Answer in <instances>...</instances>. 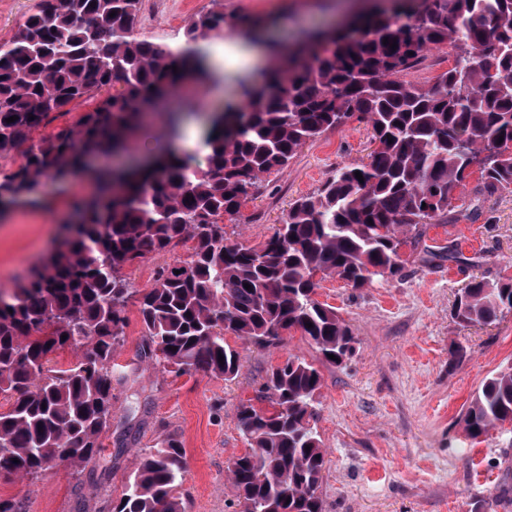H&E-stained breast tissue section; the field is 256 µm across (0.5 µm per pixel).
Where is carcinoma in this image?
Here are the masks:
<instances>
[{"label":"carcinoma","instance_id":"carcinoma-1","mask_svg":"<svg viewBox=\"0 0 512 512\" xmlns=\"http://www.w3.org/2000/svg\"><path fill=\"white\" fill-rule=\"evenodd\" d=\"M212 2L182 29L184 54L136 34L142 0H39L0 41V158L23 156L0 172V208L68 182L89 158L119 156L148 111L180 139L182 113L169 102L184 74L211 80L202 48L214 38L261 43L275 60L243 74L237 101L209 113L203 164L167 149L144 165L91 170L104 202L85 203L64 247L0 300V396L10 400L0 409V471L36 477L48 447L75 466L101 457L112 381L124 379L112 357L130 300L143 324L140 358L177 374L232 380L242 356L227 336L269 346L292 331L339 366L355 337L317 299L321 282L336 276L363 288L398 274L401 245L447 216L476 171L483 191L512 188V0H381L339 30L303 34L286 53L268 38L267 22ZM448 43L453 64L434 83L407 79L428 51ZM90 99L94 107L75 123L32 140L55 115ZM353 116L371 128L368 163L337 167L291 202L265 242L226 237L224 217L238 215L265 177ZM187 240L195 243L190 259L163 268L151 287L135 288L125 276L126 267ZM506 311L512 280L475 278L453 317L462 326L490 324ZM65 349L74 360L60 366L52 355ZM321 386L314 364L291 355L260 388L265 407L240 405L236 427L248 448L228 466L236 512H323ZM507 422L512 366L488 378L462 416L471 439ZM186 475L181 443L164 440L140 458L112 512H182Z\"/></svg>","mask_w":512,"mask_h":512}]
</instances>
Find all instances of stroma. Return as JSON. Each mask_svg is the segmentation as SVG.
Masks as SVG:
<instances>
[{
    "label": "stroma",
    "mask_w": 512,
    "mask_h": 512,
    "mask_svg": "<svg viewBox=\"0 0 512 512\" xmlns=\"http://www.w3.org/2000/svg\"><path fill=\"white\" fill-rule=\"evenodd\" d=\"M301 0H223L225 12L271 21L279 47L303 30L335 19L337 0L299 12ZM211 0H143L137 32L172 43ZM372 149L365 123L307 143L284 171L264 179L238 219L225 220L234 240L269 237L291 201L313 193L336 166L366 160ZM470 179L454 212L427 225L418 243L402 248L401 273L352 288L322 281L319 301L336 308L355 339L352 355L335 366L291 333L278 345L251 346L234 380L203 372L175 375L140 361L142 325L128 303L124 340L114 363L127 379L116 387L112 417L101 435L113 455L97 465L98 482L62 462L36 478L0 474V496L20 499L25 512H111L140 456L168 437L185 451L180 489L184 512H233L237 492L227 467L247 444L236 428L241 403L254 398L272 367L296 355L322 376L317 430L329 460L321 486L323 512H512V424L472 440L459 422L482 382L512 365V312L493 324L462 326L452 317L460 291L473 278H512V192H477ZM92 187L72 177L49 196L50 207H14L0 214V289L56 244L51 231L69 223ZM464 348L454 363L450 353Z\"/></svg>",
    "instance_id": "1"
}]
</instances>
